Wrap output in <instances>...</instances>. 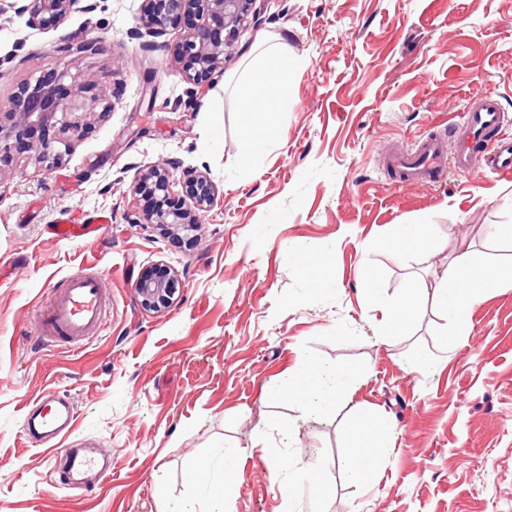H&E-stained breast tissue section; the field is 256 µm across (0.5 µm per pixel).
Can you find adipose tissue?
<instances>
[{"instance_id": "adipose-tissue-1", "label": "adipose tissue", "mask_w": 512, "mask_h": 512, "mask_svg": "<svg viewBox=\"0 0 512 512\" xmlns=\"http://www.w3.org/2000/svg\"><path fill=\"white\" fill-rule=\"evenodd\" d=\"M292 66L290 47L286 41L272 45L261 68L253 76L246 93L249 118L261 120L271 107L280 106L288 97V72ZM435 239L425 224H398L385 240L387 251L395 258L434 244ZM512 287V266L500 267L475 262L468 253L459 254L442 274L434 296L455 322L459 336H467L471 306L483 295ZM348 369L335 370L310 361L291 373L284 393L308 407L326 408L353 380ZM352 453L346 461L350 473L360 479L370 476L384 447L382 419L361 415L349 428Z\"/></svg>"}]
</instances>
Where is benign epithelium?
I'll return each instance as SVG.
<instances>
[{"instance_id": "benign-epithelium-1", "label": "benign epithelium", "mask_w": 512, "mask_h": 512, "mask_svg": "<svg viewBox=\"0 0 512 512\" xmlns=\"http://www.w3.org/2000/svg\"><path fill=\"white\" fill-rule=\"evenodd\" d=\"M140 26L130 31L133 39L145 36L160 38L171 28L184 26L173 47L172 57L182 66L189 84L188 104L212 88L224 74V60L238 40L239 34L254 19L256 0H144ZM94 4L84 0H9L0 5V15L13 11L28 15L32 25L50 26L74 10L89 12ZM64 74L47 66L39 78L22 83L11 98L8 111L0 113V163L8 162L10 150L28 152L39 159L62 157L68 147L64 134L84 125L93 112H109L112 105L92 93L94 84L88 80L73 92L61 86ZM57 135L50 136V129ZM181 188L192 206L167 205L174 188ZM134 193L154 199V207L142 213L141 224H155L177 238H189L201 223L203 213L213 206L219 190L206 174L186 171L177 178L165 164H156L139 179ZM178 282L163 269L142 277L135 285L140 303L148 309H159L170 303Z\"/></svg>"}]
</instances>
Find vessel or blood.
Returning <instances> with one entry per match:
<instances>
[{
    "instance_id": "1",
    "label": "vessel or blood",
    "mask_w": 512,
    "mask_h": 512,
    "mask_svg": "<svg viewBox=\"0 0 512 512\" xmlns=\"http://www.w3.org/2000/svg\"><path fill=\"white\" fill-rule=\"evenodd\" d=\"M512 124L497 96L478 95L456 120L448 124L449 140L431 138L416 149L392 160L407 183H436L448 174L478 178L489 173L512 174V137L503 136ZM104 219L87 218L84 226L55 224L51 233L59 239H74L94 234ZM105 293L99 277L78 270L69 274L63 287L50 289L40 305L39 331L43 339H65L81 347L91 330L105 321ZM74 401L54 389L44 391L28 407L23 433L37 439L46 449H54L72 433L77 421Z\"/></svg>"
}]
</instances>
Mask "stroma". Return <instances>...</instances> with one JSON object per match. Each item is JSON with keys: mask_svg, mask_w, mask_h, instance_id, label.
<instances>
[{"mask_svg": "<svg viewBox=\"0 0 512 512\" xmlns=\"http://www.w3.org/2000/svg\"><path fill=\"white\" fill-rule=\"evenodd\" d=\"M143 0H96L58 27L0 20V110L46 63L92 80L111 99L60 161L24 155L0 167V512H163L202 497L194 461L238 480L227 512H306V482L283 497L275 462L319 467L331 490L324 512H512V288L469 311V336L434 300L431 282L469 251L512 262V175L400 183L385 163L440 137L469 99L499 96L512 114V0H257L217 86L186 101L181 66L163 45L129 37ZM281 38L300 68L288 103L267 112L276 137L250 158L254 129L241 77ZM95 55L63 52L65 37ZM174 176L209 174L219 198L193 240L135 223L146 202L132 187L155 164ZM111 216L87 241L52 238L69 215ZM397 224H427L437 247L395 260L382 241ZM325 256L324 282L298 254ZM169 268L180 284L158 311L140 304L142 273ZM374 270L379 302L360 275ZM76 269L106 294L102 331L81 351L45 342L36 305ZM406 329L383 333L384 303L411 288ZM315 360L356 377L320 415L273 397L289 373ZM70 395L78 425L65 447L112 457L97 485L72 490L22 433L42 390ZM384 419L386 448L368 480L340 467L348 425Z\"/></svg>", "mask_w": 512, "mask_h": 512, "instance_id": "stroma-1", "label": "stroma"}]
</instances>
